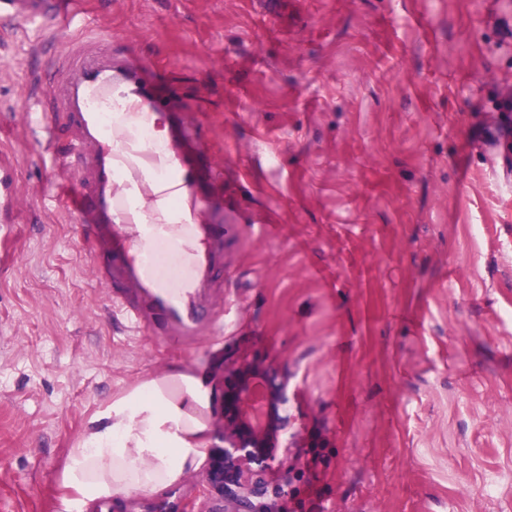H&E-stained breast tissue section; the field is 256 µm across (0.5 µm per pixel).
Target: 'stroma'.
Segmentation results:
<instances>
[{"label":"stroma","mask_w":512,"mask_h":512,"mask_svg":"<svg viewBox=\"0 0 512 512\" xmlns=\"http://www.w3.org/2000/svg\"><path fill=\"white\" fill-rule=\"evenodd\" d=\"M112 53L190 115L238 228L224 332L185 351L111 321L61 175L25 126L68 37L0 32V512H65L67 449L147 373L290 378L273 512H512V0H84ZM323 460L312 463L310 448ZM15 214L16 201L13 184L0 178V223L13 224Z\"/></svg>","instance_id":"35a3bbf8"}]
</instances>
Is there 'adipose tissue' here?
I'll list each match as a JSON object with an SVG mask.
<instances>
[{"mask_svg":"<svg viewBox=\"0 0 512 512\" xmlns=\"http://www.w3.org/2000/svg\"><path fill=\"white\" fill-rule=\"evenodd\" d=\"M216 398L209 377L182 366L113 394L68 450L58 477L66 512L160 495L199 470L213 445Z\"/></svg>","mask_w":512,"mask_h":512,"instance_id":"1","label":"adipose tissue"}]
</instances>
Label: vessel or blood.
<instances>
[{
	"mask_svg": "<svg viewBox=\"0 0 512 512\" xmlns=\"http://www.w3.org/2000/svg\"><path fill=\"white\" fill-rule=\"evenodd\" d=\"M0 24L71 32L49 60L48 82L33 97L32 109L41 119L45 152L67 173L53 187L58 204L82 230L85 254L108 290L114 320L183 348L215 334L224 319V251L237 243V224L251 218L232 205L235 223L220 224L207 209L202 183L217 168L199 171L189 122L151 92L126 58L103 50L82 0H0ZM120 87L136 107L161 118L164 148L105 122ZM63 128L70 134L65 151L59 148ZM161 199L176 203L178 223H145L142 202ZM15 214L13 184L0 179V223H13Z\"/></svg>",
	"mask_w": 512,
	"mask_h": 512,
	"instance_id": "obj_1",
	"label": "vessel or blood"
}]
</instances>
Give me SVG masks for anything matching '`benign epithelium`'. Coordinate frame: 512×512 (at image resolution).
Instances as JSON below:
<instances>
[{"label": "benign epithelium", "mask_w": 512, "mask_h": 512, "mask_svg": "<svg viewBox=\"0 0 512 512\" xmlns=\"http://www.w3.org/2000/svg\"><path fill=\"white\" fill-rule=\"evenodd\" d=\"M288 402V374L260 360L224 362L221 431L207 472L208 494L228 505L225 512H268L266 471L278 463L288 469V449L281 436L291 425L284 406Z\"/></svg>", "instance_id": "benign-epithelium-1"}]
</instances>
